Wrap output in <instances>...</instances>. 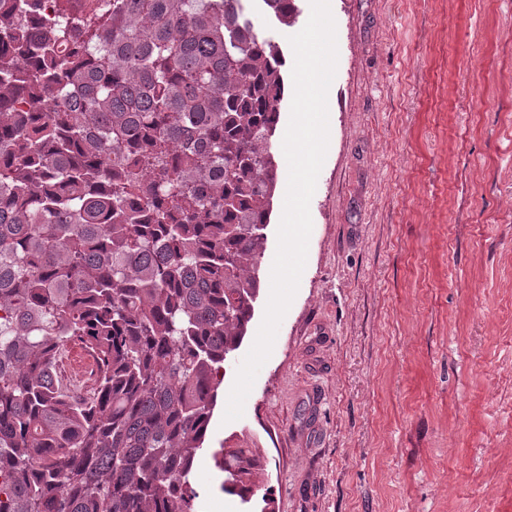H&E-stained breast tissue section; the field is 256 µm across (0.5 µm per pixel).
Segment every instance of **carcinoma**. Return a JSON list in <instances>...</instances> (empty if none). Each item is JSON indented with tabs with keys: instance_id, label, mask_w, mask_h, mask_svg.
Wrapping results in <instances>:
<instances>
[{
	"instance_id": "obj_1",
	"label": "carcinoma",
	"mask_w": 512,
	"mask_h": 512,
	"mask_svg": "<svg viewBox=\"0 0 512 512\" xmlns=\"http://www.w3.org/2000/svg\"><path fill=\"white\" fill-rule=\"evenodd\" d=\"M31 2L0 0V512H194L260 289L283 53L246 0H55L48 28ZM220 465L258 490L257 449Z\"/></svg>"
}]
</instances>
